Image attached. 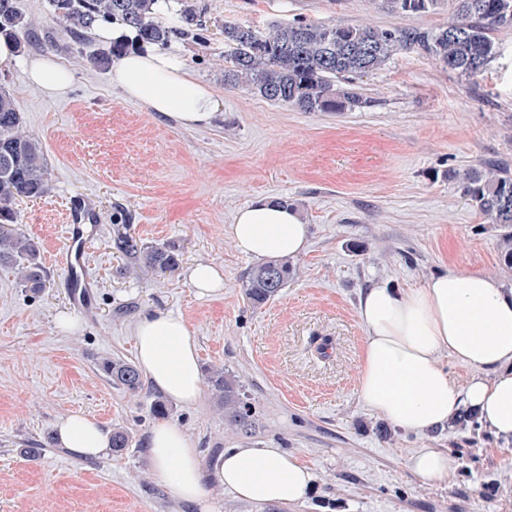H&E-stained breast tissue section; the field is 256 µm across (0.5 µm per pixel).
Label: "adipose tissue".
I'll use <instances>...</instances> for the list:
<instances>
[{"mask_svg":"<svg viewBox=\"0 0 512 512\" xmlns=\"http://www.w3.org/2000/svg\"><path fill=\"white\" fill-rule=\"evenodd\" d=\"M20 66L29 85L45 95L69 83L55 61H21L16 43L0 35V74ZM111 83L125 98L187 128L208 125L220 107L207 85L149 46L119 57ZM227 236L238 253L263 261L307 252L310 228L285 202L259 199L236 212ZM357 316L367 333L359 396L369 409L417 435L472 415L502 444H512V289L451 269L413 288H370L359 298ZM135 348L142 374L157 391L182 405L201 402L199 348L182 316L162 311L141 318ZM444 352L468 368L464 385L442 366ZM57 437L61 447L88 458L105 455L111 445L105 428L81 413L61 418ZM148 457L152 473L185 503L204 502L208 481L254 504L298 502L315 482L312 468L282 448H228L203 463L189 435L166 420L151 430ZM406 466L439 486L448 485L456 469L439 448L415 449Z\"/></svg>","mask_w":512,"mask_h":512,"instance_id":"adipose-tissue-1","label":"adipose tissue"}]
</instances>
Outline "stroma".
Listing matches in <instances>:
<instances>
[{
    "label": "stroma",
    "mask_w": 512,
    "mask_h": 512,
    "mask_svg": "<svg viewBox=\"0 0 512 512\" xmlns=\"http://www.w3.org/2000/svg\"><path fill=\"white\" fill-rule=\"evenodd\" d=\"M204 42L167 45L221 107L212 124L185 128L127 100L109 67L94 65L96 38L70 41L47 0H17L41 46L22 60L55 58L70 86L49 97L22 69L0 75L27 130L41 140L50 191L16 203L17 227L40 241L48 281L23 287L0 270V512H512V469L492 437L465 419L425 436L396 429L360 400L365 331L356 306L368 288L421 285L456 269L496 277L501 230L463 196L455 173L489 161L512 167V28L496 31L498 53L465 77L415 51L394 53L357 79L370 107L305 112L224 82V24L260 30L291 19L349 26L434 30L453 21L451 0L430 11L391 14L380 0H204ZM277 197L310 226V247L274 299L255 308L243 295L253 258L225 234L236 210ZM86 202L93 244L85 278L91 314L71 301V279L50 256L62 247L66 205ZM181 252L168 275L129 270L117 233ZM199 263L224 270V288L200 296L188 274ZM181 315L202 368L233 373L258 419L253 436L224 424L210 396L169 403L202 459L246 444L283 448L306 461L314 491L288 505L250 504L207 486L209 510L177 501L150 470L146 442L159 393L132 395L98 364L135 359L133 329L143 316ZM83 412L105 429L130 431L121 455L80 458L52 445L37 461L21 456L53 434L59 418ZM417 448H444L457 472L448 486L423 484L404 465Z\"/></svg>",
    "instance_id": "stroma-1"
}]
</instances>
